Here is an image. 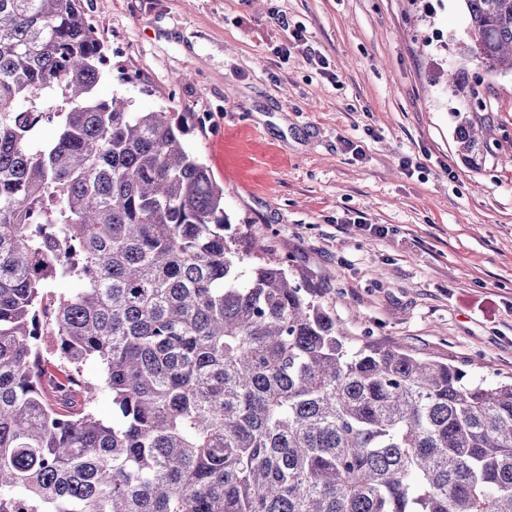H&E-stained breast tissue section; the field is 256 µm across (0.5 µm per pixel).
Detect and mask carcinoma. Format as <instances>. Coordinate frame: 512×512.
Wrapping results in <instances>:
<instances>
[{
	"label": "carcinoma",
	"mask_w": 512,
	"mask_h": 512,
	"mask_svg": "<svg viewBox=\"0 0 512 512\" xmlns=\"http://www.w3.org/2000/svg\"><path fill=\"white\" fill-rule=\"evenodd\" d=\"M461 2L448 91L482 112L512 0ZM107 63L81 0H0V512H512V381L350 345L225 235L201 120L100 98Z\"/></svg>",
	"instance_id": "cac0c4a2"
}]
</instances>
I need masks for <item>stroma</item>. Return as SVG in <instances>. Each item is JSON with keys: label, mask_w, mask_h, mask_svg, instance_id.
I'll return each instance as SVG.
<instances>
[{"label": "stroma", "mask_w": 512, "mask_h": 512, "mask_svg": "<svg viewBox=\"0 0 512 512\" xmlns=\"http://www.w3.org/2000/svg\"><path fill=\"white\" fill-rule=\"evenodd\" d=\"M111 59L100 97L203 117L189 137L232 234L372 340L512 378V74L465 164L445 83L460 0H82ZM304 43L277 54L291 30ZM361 158H354L350 145Z\"/></svg>", "instance_id": "obj_1"}]
</instances>
